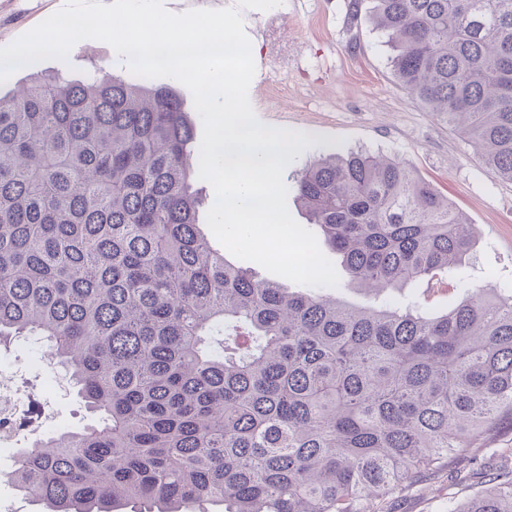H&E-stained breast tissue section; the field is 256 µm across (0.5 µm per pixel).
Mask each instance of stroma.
<instances>
[{
  "mask_svg": "<svg viewBox=\"0 0 512 512\" xmlns=\"http://www.w3.org/2000/svg\"><path fill=\"white\" fill-rule=\"evenodd\" d=\"M349 3L283 0L268 11L242 12L255 63L249 99L257 119L305 132L314 141L287 166L286 186L294 185L307 163L329 153L362 149L395 155L448 197L474 224L478 236L471 259L443 283L415 281L378 298L350 287L340 257L328 252L339 283L316 287V294L356 308L415 306L438 315L455 307L474 285L512 292V182L498 177L459 134L407 97L392 74L391 49L372 24L371 0H363L356 16ZM64 4L65 0H0V47L34 29ZM283 32L291 33L292 41L282 43ZM97 65L108 76L129 73L111 45L85 39L73 46L67 60L47 59L15 70L0 90L18 87L32 73L61 71L78 81ZM277 82L287 83L288 90L272 103L268 97ZM41 349L33 339L0 345V374L14 377L29 425L28 433L14 441L13 453L0 455V512L41 510L8 479L15 450L39 436L91 421L65 370L56 361L41 358ZM509 467L512 416L505 414L474 461L449 460L447 469L427 473L415 489L386 497L383 507L385 512H448L484 489L498 469Z\"/></svg>",
  "mask_w": 512,
  "mask_h": 512,
  "instance_id": "35a3bbf8",
  "label": "stroma"
}]
</instances>
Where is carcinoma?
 I'll return each instance as SVG.
<instances>
[{"label": "carcinoma", "mask_w": 512, "mask_h": 512, "mask_svg": "<svg viewBox=\"0 0 512 512\" xmlns=\"http://www.w3.org/2000/svg\"><path fill=\"white\" fill-rule=\"evenodd\" d=\"M406 94L512 182V0H372ZM0 93V342L42 340L98 420L19 450L46 512H362L512 413V294L437 317L348 307L201 233L195 121L151 78ZM293 191L350 284L455 272L466 216L399 157L315 161ZM454 512H512V470Z\"/></svg>", "instance_id": "carcinoma-1"}]
</instances>
